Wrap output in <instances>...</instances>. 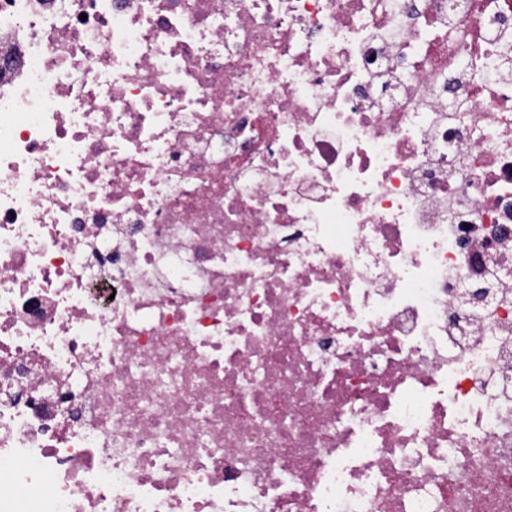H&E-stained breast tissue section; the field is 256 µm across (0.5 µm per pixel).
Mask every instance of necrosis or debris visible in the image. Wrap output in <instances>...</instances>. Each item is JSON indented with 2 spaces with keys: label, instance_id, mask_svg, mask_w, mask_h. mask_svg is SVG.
<instances>
[{
  "label": "necrosis or debris",
  "instance_id": "4bbe7bcc",
  "mask_svg": "<svg viewBox=\"0 0 512 512\" xmlns=\"http://www.w3.org/2000/svg\"><path fill=\"white\" fill-rule=\"evenodd\" d=\"M0 512H512V0H0Z\"/></svg>",
  "mask_w": 512,
  "mask_h": 512
}]
</instances>
